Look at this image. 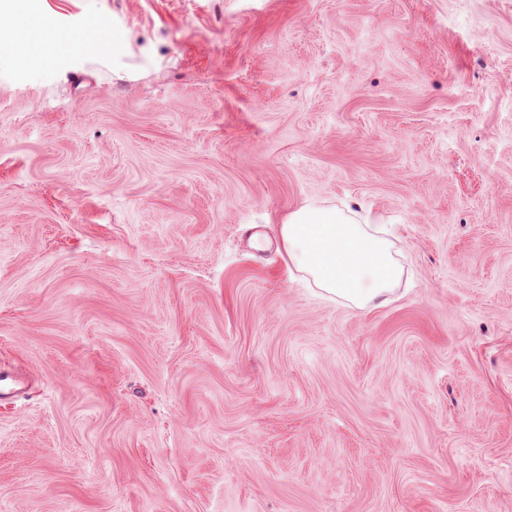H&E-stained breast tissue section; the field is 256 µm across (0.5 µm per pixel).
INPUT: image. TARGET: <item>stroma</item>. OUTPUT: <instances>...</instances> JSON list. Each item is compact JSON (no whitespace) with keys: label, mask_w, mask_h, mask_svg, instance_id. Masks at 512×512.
I'll return each instance as SVG.
<instances>
[{"label":"stroma","mask_w":512,"mask_h":512,"mask_svg":"<svg viewBox=\"0 0 512 512\" xmlns=\"http://www.w3.org/2000/svg\"><path fill=\"white\" fill-rule=\"evenodd\" d=\"M0 39V512H512V0H0ZM307 203L384 217L393 301L295 269Z\"/></svg>","instance_id":"stroma-1"}]
</instances>
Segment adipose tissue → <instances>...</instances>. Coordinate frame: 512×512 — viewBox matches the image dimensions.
<instances>
[{
    "label": "adipose tissue",
    "mask_w": 512,
    "mask_h": 512,
    "mask_svg": "<svg viewBox=\"0 0 512 512\" xmlns=\"http://www.w3.org/2000/svg\"><path fill=\"white\" fill-rule=\"evenodd\" d=\"M375 216L306 205L279 228L288 257L330 298L357 309L387 304L403 277L392 242Z\"/></svg>",
    "instance_id": "1"
}]
</instances>
